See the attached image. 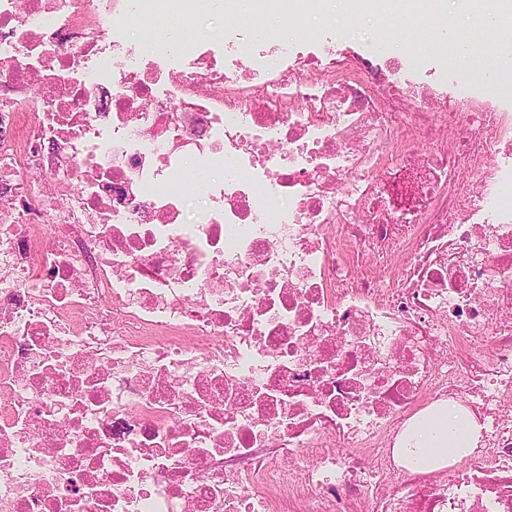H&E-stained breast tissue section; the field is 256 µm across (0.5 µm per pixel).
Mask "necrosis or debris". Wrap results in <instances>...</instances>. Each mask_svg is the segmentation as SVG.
<instances>
[{
    "label": "necrosis or debris",
    "mask_w": 512,
    "mask_h": 512,
    "mask_svg": "<svg viewBox=\"0 0 512 512\" xmlns=\"http://www.w3.org/2000/svg\"><path fill=\"white\" fill-rule=\"evenodd\" d=\"M322 2L0 0V512H512V73ZM446 400L476 448L408 469ZM209 11L201 17L200 23L192 29L184 28L188 39H196L205 35L216 34L224 25V12L221 1L208 0ZM434 45L440 47V53L424 57L418 70L410 74L438 82L446 88L447 83L456 77L465 64V59L457 49L456 39L433 34L422 14L414 18L409 32L392 29L386 38V49L390 54L402 56L411 62Z\"/></svg>",
    "instance_id": "1"
}]
</instances>
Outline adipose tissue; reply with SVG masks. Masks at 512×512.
<instances>
[{"mask_svg": "<svg viewBox=\"0 0 512 512\" xmlns=\"http://www.w3.org/2000/svg\"><path fill=\"white\" fill-rule=\"evenodd\" d=\"M480 432L471 415L448 402L432 406L404 429L397 453L414 459L418 471L431 472L465 458Z\"/></svg>", "mask_w": 512, "mask_h": 512, "instance_id": "ef3b65f1", "label": "adipose tissue"}]
</instances>
